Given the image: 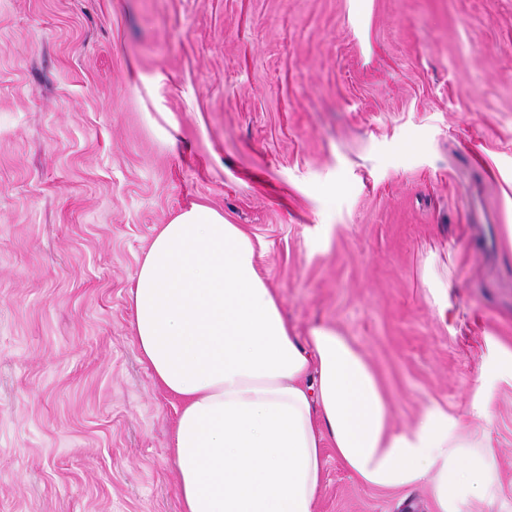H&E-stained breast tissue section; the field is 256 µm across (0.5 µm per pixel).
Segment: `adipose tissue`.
Wrapping results in <instances>:
<instances>
[{
    "instance_id": "1",
    "label": "adipose tissue",
    "mask_w": 512,
    "mask_h": 512,
    "mask_svg": "<svg viewBox=\"0 0 512 512\" xmlns=\"http://www.w3.org/2000/svg\"><path fill=\"white\" fill-rule=\"evenodd\" d=\"M130 295L142 358L178 402L181 512H315L329 449L364 485L426 489L434 512L497 500L488 431L435 403L395 427L346 336H295L248 231L219 211L194 203L162 225Z\"/></svg>"
}]
</instances>
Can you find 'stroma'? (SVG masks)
<instances>
[{
  "label": "stroma",
  "instance_id": "obj_1",
  "mask_svg": "<svg viewBox=\"0 0 512 512\" xmlns=\"http://www.w3.org/2000/svg\"><path fill=\"white\" fill-rule=\"evenodd\" d=\"M193 203L395 426L490 386L512 512V0H0V512H180L129 291ZM402 497L331 456L315 512Z\"/></svg>",
  "mask_w": 512,
  "mask_h": 512
}]
</instances>
